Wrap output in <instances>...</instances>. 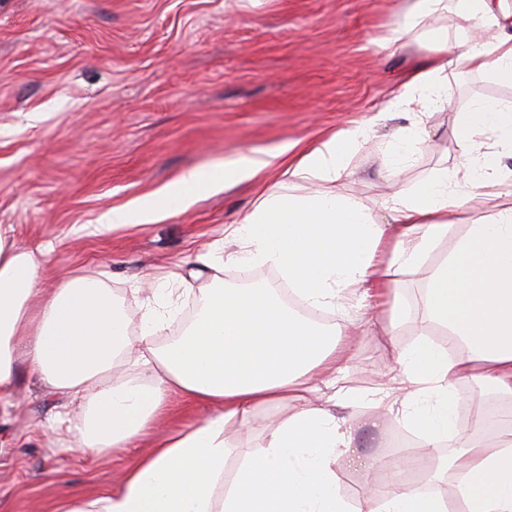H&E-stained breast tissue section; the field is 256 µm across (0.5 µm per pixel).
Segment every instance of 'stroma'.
<instances>
[{"mask_svg":"<svg viewBox=\"0 0 512 512\" xmlns=\"http://www.w3.org/2000/svg\"><path fill=\"white\" fill-rule=\"evenodd\" d=\"M403 0H0V225L17 243L49 247L48 285L96 271L139 334L159 282L178 262L219 248L225 286L248 279L277 284L276 271L236 262L237 242L224 227L258 198L245 182L207 194L189 208L149 224L95 234L96 219L158 192L191 169L362 123L366 140L333 184L292 179L291 193L326 188L384 217L389 144L408 131L405 113L388 100L432 55L433 39L457 42L454 14L425 18L407 44H377ZM449 103L427 117L420 145L399 160L396 189L410 192L439 170L458 167L453 135L459 112L479 98L512 99V87L456 69L447 73ZM448 253L439 243L397 294L409 311L391 328L388 305L350 297L348 315L326 311V325L375 317L342 337L345 360L336 385L355 394L340 417L360 424L356 446L336 466L338 487L357 502L382 485L385 462L402 453L403 426L384 416L372 392L395 387L398 353L420 337L425 291ZM297 403L256 410L226 426L237 448L262 449L273 424ZM79 423L68 397L22 372L18 406L0 418V512H53L67 495L115 489L138 456L74 449Z\"/></svg>","mask_w":512,"mask_h":512,"instance_id":"35a3bbf8","label":"stroma"}]
</instances>
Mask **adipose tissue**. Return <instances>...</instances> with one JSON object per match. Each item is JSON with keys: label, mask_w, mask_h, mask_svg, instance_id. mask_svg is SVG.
<instances>
[{"label": "adipose tissue", "mask_w": 512, "mask_h": 512, "mask_svg": "<svg viewBox=\"0 0 512 512\" xmlns=\"http://www.w3.org/2000/svg\"><path fill=\"white\" fill-rule=\"evenodd\" d=\"M452 12L462 23V42L449 52L437 37L435 52L387 105L425 115L448 102V69L477 72L512 85V10L502 0H404L401 20L380 38L398 47L423 17ZM496 28L493 41L477 40L473 28ZM369 133L343 129L291 153L244 156L228 165L191 170L133 206L103 213L95 229L107 233L149 223L184 209L198 191L277 171L286 179L336 182L347 159ZM463 173L440 170L411 193H392L386 221L352 198L327 190L308 194L262 190L259 203L231 229L241 244L238 262L275 268L311 308L347 309L353 286L369 283L388 295L390 323L406 313L392 277L419 268L435 245L448 256L431 275L427 319L448 333L447 346L422 340L399 353L408 398L386 403L425 441L457 448L449 462L460 512H512V404L494 440L480 438L479 423L455 416L456 381L481 379L512 401V191L504 190V154H512V101L475 100L454 130ZM497 209L453 233L449 214L478 199ZM44 251L19 247L0 226V414L13 405L21 369L39 375L51 390L77 402L82 424L78 452H118L138 442L140 455L118 490L67 496L54 512H448L439 495L415 488L374 492L351 504L339 491L336 463L354 445L357 428L324 403L312 402L318 379L340 364L336 329L306 319L286 306L273 285L209 289L193 321L163 347L137 352L128 319L96 274L44 285ZM190 274L170 271L143 315L141 338L149 339L176 312L168 286L216 270L214 251L197 254ZM138 357L148 381L110 380L113 367ZM210 407V415L180 431L148 435L171 397ZM299 410L271 430L266 448H240L232 480H225L229 451L225 426L282 401Z\"/></svg>", "instance_id": "obj_1"}]
</instances>
